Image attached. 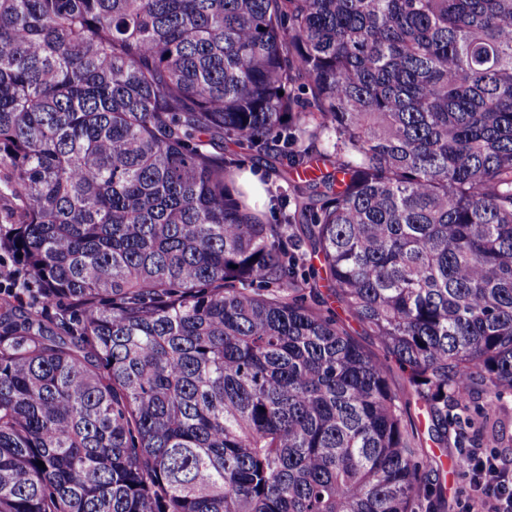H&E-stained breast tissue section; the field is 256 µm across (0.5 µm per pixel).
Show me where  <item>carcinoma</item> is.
Here are the masks:
<instances>
[{
  "label": "carcinoma",
  "instance_id": "1",
  "mask_svg": "<svg viewBox=\"0 0 512 512\" xmlns=\"http://www.w3.org/2000/svg\"><path fill=\"white\" fill-rule=\"evenodd\" d=\"M0 174V512L448 508L424 443L512 396V0H0ZM221 149L224 151V157H232L238 160V163L245 168L251 167H260L263 170L262 179L260 176V172L252 171L250 168L244 170L242 172V177L238 179V187H241L243 190L247 191L249 194V200L252 198L260 199L265 197V186L267 195L269 197L266 198L264 207H263V223L264 224H284L285 214L283 210H281L276 203L273 201L272 195L275 193L276 188V179L272 174L268 166L262 161L254 160L250 157V155L243 150L240 146L231 141H224V144H219ZM264 181V182H263ZM266 185H265V184ZM20 284H24L28 292L34 297L35 284L28 280L24 266L18 260L10 259V263L6 257L0 258V293L12 294Z\"/></svg>",
  "mask_w": 512,
  "mask_h": 512
}]
</instances>
